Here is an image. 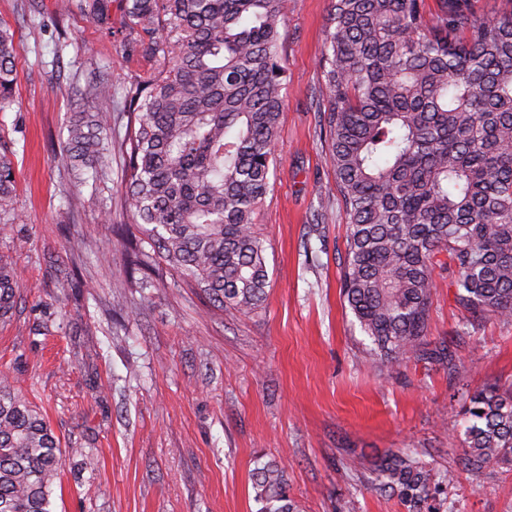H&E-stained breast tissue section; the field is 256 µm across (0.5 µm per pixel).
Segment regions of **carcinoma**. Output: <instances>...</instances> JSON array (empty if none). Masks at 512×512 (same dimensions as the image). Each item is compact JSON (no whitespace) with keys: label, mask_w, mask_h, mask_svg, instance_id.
Segmentation results:
<instances>
[{"label":"carcinoma","mask_w":512,"mask_h":512,"mask_svg":"<svg viewBox=\"0 0 512 512\" xmlns=\"http://www.w3.org/2000/svg\"><path fill=\"white\" fill-rule=\"evenodd\" d=\"M287 0H126L131 39L164 31L142 52L156 61L128 96L120 143L107 120L77 112L61 154L76 178L119 148L131 223L154 258L218 310L249 314L266 296L264 247L253 227L275 162L286 67ZM110 20L112 0H57ZM13 33L0 26V107L14 84ZM326 162L348 224L344 299L381 370L423 357L433 272L472 316L512 318V8L476 13L473 0H331L319 61ZM80 100L112 98L99 70ZM13 167L0 157V215L15 214ZM21 300L0 256V321ZM462 442L472 470L512 461V390L474 395ZM59 441L41 411L0 380V512H53ZM378 490L431 512L433 476L415 457L385 455ZM257 512H300L285 471L255 469Z\"/></svg>","instance_id":"cac0c4a2"}]
</instances>
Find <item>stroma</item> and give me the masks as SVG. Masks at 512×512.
<instances>
[{
    "label": "stroma",
    "mask_w": 512,
    "mask_h": 512,
    "mask_svg": "<svg viewBox=\"0 0 512 512\" xmlns=\"http://www.w3.org/2000/svg\"><path fill=\"white\" fill-rule=\"evenodd\" d=\"M330 2H287L277 165L255 215L269 285L262 307L239 315L164 268L141 287L129 269L137 227L121 155L85 183L60 162L84 108L73 82L107 68L112 99L101 112L117 139L127 89L155 67L127 40L124 0H112L108 31L77 11L58 15L56 0L32 10L0 0L16 71L0 108L15 192L14 215H0V254L23 295L0 323V370L61 440L53 512H257L251 477L269 460L302 512H408L374 488L391 451L453 473L436 512H512V462H459L470 396L512 386V319L463 316L450 276L435 271L427 342L452 352L457 370L413 359L381 372L340 293L346 222L318 118ZM70 276L83 289L65 287Z\"/></svg>",
    "instance_id": "stroma-1"
}]
</instances>
